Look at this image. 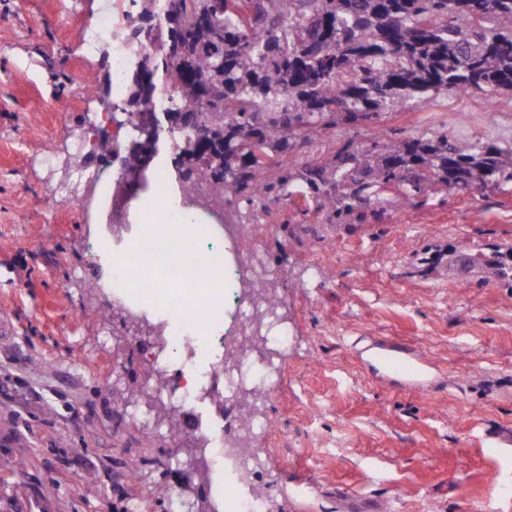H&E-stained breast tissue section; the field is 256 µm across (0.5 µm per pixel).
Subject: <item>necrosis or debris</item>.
<instances>
[{"instance_id":"obj_1","label":"necrosis or debris","mask_w":512,"mask_h":512,"mask_svg":"<svg viewBox=\"0 0 512 512\" xmlns=\"http://www.w3.org/2000/svg\"><path fill=\"white\" fill-rule=\"evenodd\" d=\"M138 21L137 0H115L114 14L105 16L93 33H79L77 47L90 50L96 41H109L112 46V92L122 98L131 54L125 37L127 29ZM151 177L155 196L143 208L146 223L153 229L124 243L116 238H101L89 257H107L112 273L99 285L110 303L134 307L149 292L143 276L142 258L151 256L158 265L174 259V272L165 285L176 303L167 305L168 318L174 319L171 339L158 344H137L140 360L164 376L162 386L152 388V395L178 410L194 406L200 395L209 393L235 406L242 393L251 394L261 403H269L276 395L285 376L281 364L241 350L236 365L224 363L227 338L250 335L254 321H261V333L287 341L288 328L265 302L252 305L241 300L240 285L257 291L266 290L275 271L257 252H244V244L257 232L256 221L265 213V198H257L255 223L239 224L234 228L233 248L223 247L204 251L192 230L208 224L216 240L224 238L222 213L201 208L194 197L177 188L175 167L170 162L153 165ZM92 186L91 196L66 191L65 196L88 224H109L122 227L125 212L115 204L118 188L124 180L121 156L95 158L82 175ZM181 223L185 235L176 238L165 232L168 224Z\"/></svg>"}]
</instances>
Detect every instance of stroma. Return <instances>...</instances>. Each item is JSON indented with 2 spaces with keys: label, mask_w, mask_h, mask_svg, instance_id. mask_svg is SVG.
<instances>
[{
  "label": "stroma",
  "mask_w": 512,
  "mask_h": 512,
  "mask_svg": "<svg viewBox=\"0 0 512 512\" xmlns=\"http://www.w3.org/2000/svg\"><path fill=\"white\" fill-rule=\"evenodd\" d=\"M112 2L0 0V512H167L153 488L183 484L212 512L211 483L237 479L212 449L201 475L172 456L168 407L126 336L163 310L149 297L137 315L108 311L95 287L108 265L88 259L102 229L61 195L112 98L110 48L81 53L77 35ZM376 128L512 147V92L409 100ZM368 129L337 125L288 163L366 144ZM290 190L255 241L291 341L274 425L249 446L267 478L243 488L266 512H512V447L498 440L512 431V186L414 199L388 186L341 220L305 203L301 182ZM380 338L414 348L418 380L369 368ZM248 403L204 396L180 421L216 441Z\"/></svg>",
  "instance_id": "35a3bbf8"
}]
</instances>
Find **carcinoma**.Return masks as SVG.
Masks as SVG:
<instances>
[{
  "mask_svg": "<svg viewBox=\"0 0 512 512\" xmlns=\"http://www.w3.org/2000/svg\"><path fill=\"white\" fill-rule=\"evenodd\" d=\"M156 9L157 0H140L139 23L126 33L124 104L135 136L124 170L137 183L160 138L142 125L145 115L180 133L183 191L204 182L215 197L251 204L260 191L288 195L295 172L286 151L340 121L375 122L396 102L448 90L512 91V0H173L183 24L161 30ZM302 178L320 208L352 211L385 185L417 198L437 185L512 184V147L377 134Z\"/></svg>",
  "mask_w": 512,
  "mask_h": 512,
  "instance_id": "obj_1",
  "label": "carcinoma"
}]
</instances>
